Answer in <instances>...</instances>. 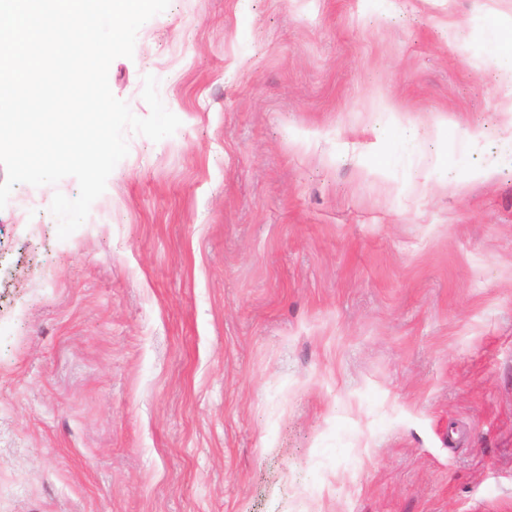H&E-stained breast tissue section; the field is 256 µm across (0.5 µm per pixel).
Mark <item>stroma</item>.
Segmentation results:
<instances>
[{"label":"stroma","mask_w":512,"mask_h":512,"mask_svg":"<svg viewBox=\"0 0 512 512\" xmlns=\"http://www.w3.org/2000/svg\"><path fill=\"white\" fill-rule=\"evenodd\" d=\"M512 0H170L181 121L0 209V512H512ZM444 130H437L440 120ZM478 131L477 146L464 139Z\"/></svg>","instance_id":"obj_1"}]
</instances>
